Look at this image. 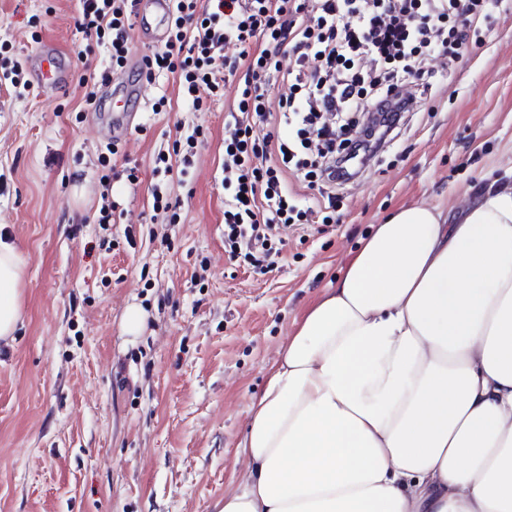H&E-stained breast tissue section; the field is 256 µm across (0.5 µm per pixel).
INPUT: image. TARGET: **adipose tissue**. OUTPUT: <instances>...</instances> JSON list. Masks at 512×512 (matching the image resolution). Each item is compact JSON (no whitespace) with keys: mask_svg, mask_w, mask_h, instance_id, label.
Wrapping results in <instances>:
<instances>
[{"mask_svg":"<svg viewBox=\"0 0 512 512\" xmlns=\"http://www.w3.org/2000/svg\"><path fill=\"white\" fill-rule=\"evenodd\" d=\"M26 265L0 233V346ZM219 512H512V178L349 251L252 402Z\"/></svg>","mask_w":512,"mask_h":512,"instance_id":"obj_1","label":"adipose tissue"}]
</instances>
